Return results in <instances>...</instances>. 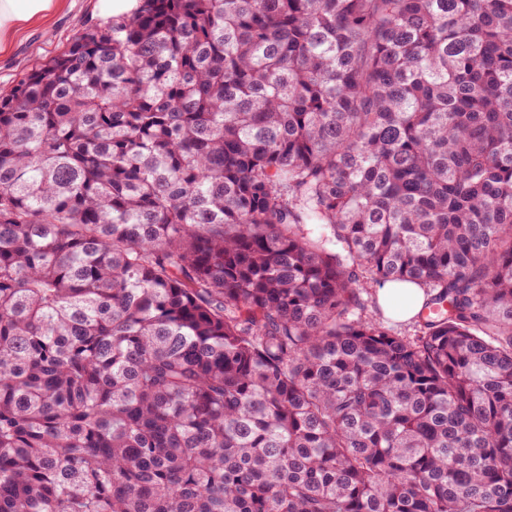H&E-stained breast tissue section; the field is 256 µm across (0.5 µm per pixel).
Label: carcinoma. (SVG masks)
<instances>
[{"instance_id": "1", "label": "carcinoma", "mask_w": 512, "mask_h": 512, "mask_svg": "<svg viewBox=\"0 0 512 512\" xmlns=\"http://www.w3.org/2000/svg\"><path fill=\"white\" fill-rule=\"evenodd\" d=\"M0 512H512V0H139L1 92ZM377 287L378 285H371L367 290L368 294L363 293V298H368V301H370V296L377 295L378 301L385 312L399 321H408L414 318L425 299L423 290L413 284L386 282ZM403 295L411 296L413 304L405 309H395L393 301Z\"/></svg>"}]
</instances>
